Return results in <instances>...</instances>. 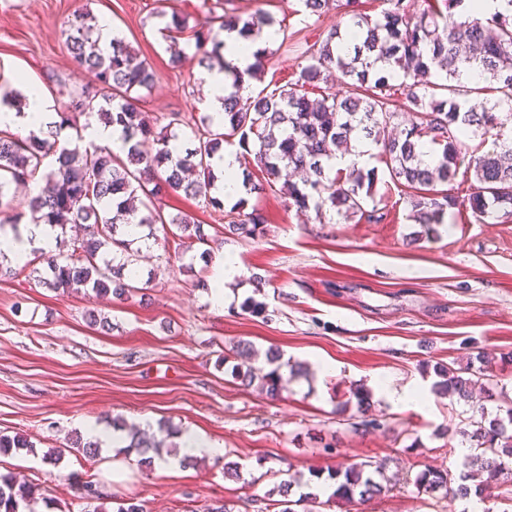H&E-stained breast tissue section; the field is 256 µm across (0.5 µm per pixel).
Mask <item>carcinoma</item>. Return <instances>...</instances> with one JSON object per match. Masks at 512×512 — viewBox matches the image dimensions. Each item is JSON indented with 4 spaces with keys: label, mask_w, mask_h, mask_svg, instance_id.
I'll use <instances>...</instances> for the list:
<instances>
[{
    "label": "carcinoma",
    "mask_w": 512,
    "mask_h": 512,
    "mask_svg": "<svg viewBox=\"0 0 512 512\" xmlns=\"http://www.w3.org/2000/svg\"><path fill=\"white\" fill-rule=\"evenodd\" d=\"M344 10V28H332L325 38L307 46L304 64L295 78L284 85L265 86L241 94L244 77L258 78L266 50L254 53L255 63L242 74L224 58V42L213 36L214 29L235 31L247 41L268 28L280 33L281 25L270 12L257 10L247 17L239 14L205 18L194 31L196 53L211 69V59L220 60L231 80L224 95V124L213 126L210 116L186 121L193 134L186 146L175 147L166 134L155 131L138 107L132 92L150 91L156 72L125 41L112 40L105 54L94 39L90 13L80 12L67 21V47L75 67L94 74L96 82L77 92L60 87L67 97L66 111L60 113L58 128L39 136H21L0 129V232L27 221L51 224L60 229L58 248L71 250L47 258V288L66 292L81 290L96 295L127 297L139 290L135 267L136 244L156 238L154 226L175 228L164 237L162 248L167 260L181 259L192 243L207 244L201 226L186 213L165 216L161 202L171 192L199 199L206 207L223 211L224 201L213 195L217 176L214 157L224 145H236L244 167H257L263 179H246L249 191L277 194L300 211L329 210L349 220L365 218L380 223L389 211L375 199L377 169L352 167L331 172L330 147L368 143L375 147L370 157L384 163L394 186L402 189L411 206L410 218L427 237H439V226L448 210L466 203L473 213L496 217L512 216V141L495 139L493 149L482 151L468 143L486 141L492 131L512 123V111H498L499 103L487 106L480 96L493 90L512 102V0H503L502 10L490 15L479 12L456 14L453 9L464 0H423L415 11L405 0H387L389 8L372 17L358 9L359 0H300L306 17H321L333 2ZM186 30L185 18L172 12L163 27L169 39L171 64L181 62L183 50L178 35ZM347 87L342 96L336 83ZM27 96L11 89L0 93V106L21 111ZM412 113L409 127L398 129V106ZM92 118L121 133L125 147L115 152L108 147L90 145L58 146V129L66 126L81 130L80 120ZM153 141L155 153L142 150ZM429 142L442 147L430 163L421 146ZM55 156L52 167L45 166ZM473 174L477 186L467 199L459 198L450 184L461 166ZM35 183L37 194L29 197L27 210L20 211L10 195L13 185ZM224 231L253 239L266 224L264 214L255 209L244 217L225 215ZM81 225L84 237L66 242L69 226ZM149 229L143 237L130 228ZM252 348L237 346L224 353V364L241 385L259 383L272 397L279 395L284 379L299 369L269 352L270 370L246 362ZM439 380L433 389L442 395H455L473 403L472 414L459 430L471 453L465 457L467 471L461 483H448V472L432 468L419 471L413 480L421 494H441L453 502L470 494L467 481L485 476L484 490L492 492L504 480H512V400H505L490 415L486 407L473 402L475 387L487 388L493 397V379L487 368L464 377L450 368H436ZM371 394L362 386L350 390L338 411L350 407L364 412ZM112 428L126 433V448L140 455V463L152 467L162 456L163 443L114 422ZM336 485L329 497L306 493L290 499L296 478L283 480L278 492L283 497L282 512H297L295 507L310 500L316 507L341 502L364 503L393 490L385 467L364 462L352 463L336 471ZM80 498L106 512L105 493L97 484L76 483ZM36 490L11 473L0 472V512H19L32 505Z\"/></svg>",
    "instance_id": "obj_1"
}]
</instances>
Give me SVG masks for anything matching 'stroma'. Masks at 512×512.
I'll use <instances>...</instances> for the list:
<instances>
[{
	"label": "stroma",
	"instance_id": "obj_1",
	"mask_svg": "<svg viewBox=\"0 0 512 512\" xmlns=\"http://www.w3.org/2000/svg\"><path fill=\"white\" fill-rule=\"evenodd\" d=\"M300 7L299 0H0V87L26 76L59 111V86L93 84L91 74L72 67L63 35L67 18L86 9L108 18L156 71L139 107L185 143L191 131L172 124L171 115H200L202 67L187 33L180 67L170 66L162 14L180 12L193 25L227 10L261 8L285 19L288 41L269 44L262 75L263 83L282 84L306 46L341 20L333 10L308 18ZM389 194L387 220L369 224L332 212L320 219L280 197L245 193L230 208L263 210L267 224L256 239L224 234L217 214L170 194L165 214H194L214 253L240 259L220 308L208 301L213 269L197 247L178 268L153 246L138 261L146 293L121 301L39 285L40 259L0 279V434L20 433L30 443L1 454L0 471L38 487L39 512H85L77 478L101 484L110 502L135 500L144 512H205L223 503L234 512H281L273 488L289 473H302L309 492L325 499L331 471L368 461L384 464L397 485L360 512H468L462 502L418 493L409 480L427 466L456 478L464 472L459 443L448 433L468 413L464 403L433 391L437 365L475 369L487 355L497 399H512V218L455 208L439 238H425L408 218L406 197ZM256 274L265 280L259 292ZM253 295L265 303V317L243 311ZM93 314L107 318L109 329L91 326ZM240 341L252 345L255 366H265L266 350L275 348L304 371L276 399L241 387L224 371L225 349ZM322 362L335 373L319 377ZM378 376L395 388L424 389L426 405L402 410L376 395L367 414H337L345 393ZM118 417L195 430L224 454L161 475L118 444L93 462L69 450L83 423L108 427ZM52 448L63 451L55 466L42 460ZM228 461L237 463L238 478L225 476Z\"/></svg>",
	"mask_w": 512,
	"mask_h": 512
}]
</instances>
